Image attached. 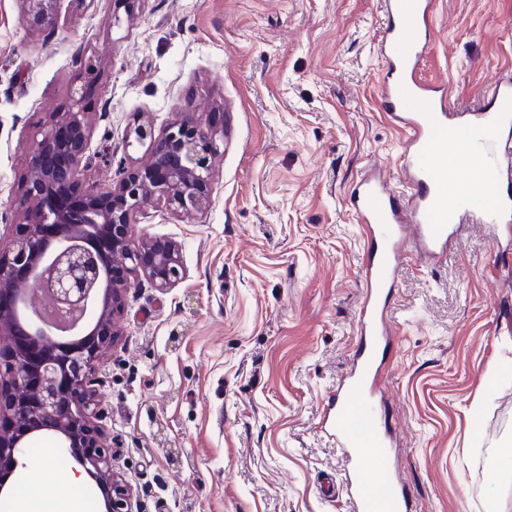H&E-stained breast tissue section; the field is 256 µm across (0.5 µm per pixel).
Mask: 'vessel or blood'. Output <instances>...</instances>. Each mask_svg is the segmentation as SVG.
<instances>
[{
    "mask_svg": "<svg viewBox=\"0 0 512 512\" xmlns=\"http://www.w3.org/2000/svg\"><path fill=\"white\" fill-rule=\"evenodd\" d=\"M384 4L387 67L379 87L386 114L404 133L400 154L403 184L397 191L369 176L350 194L349 202L369 241L363 262V302L357 316L361 362L337 385L323 426L340 451L341 484L352 512L407 509L394 481L391 443L381 429V410L374 400L371 379L375 347L385 325L382 290L393 282L407 239H414L419 257L429 261L457 242L461 225L512 222V194L502 191L504 182L512 180V170L496 168L485 190L496 198L497 209L485 214L472 206L465 189L456 192L450 203H443L448 170L438 162L445 150L441 129L448 127L458 134L457 160L468 167L477 154L469 147L466 133L490 124L506 127L508 134L498 140L497 153L512 158V77L497 78L477 105L466 108L456 104L444 84H426L416 76L425 51L420 32L429 25L432 0H384ZM363 448L375 451L380 492H373L363 480L359 455Z\"/></svg>",
    "mask_w": 512,
    "mask_h": 512,
    "instance_id": "1",
    "label": "vessel or blood"
}]
</instances>
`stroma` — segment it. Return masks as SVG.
Wrapping results in <instances>:
<instances>
[{
    "label": "stroma",
    "instance_id": "stroma-1",
    "mask_svg": "<svg viewBox=\"0 0 512 512\" xmlns=\"http://www.w3.org/2000/svg\"><path fill=\"white\" fill-rule=\"evenodd\" d=\"M54 28L0 0V226L20 219L37 131L90 78V165L105 187L145 159L134 118L221 127L201 214L152 203L135 239L163 237L186 275L134 282L96 373L112 468L136 512H350L323 481L342 462L320 430L357 359L367 240L348 205L379 169L399 184L385 118L383 0H58ZM422 75L458 102L512 73V0H435ZM512 223L479 224L438 261L408 253L388 295L377 400L411 512H512ZM14 498L40 504L74 459L35 437Z\"/></svg>",
    "mask_w": 512,
    "mask_h": 512
}]
</instances>
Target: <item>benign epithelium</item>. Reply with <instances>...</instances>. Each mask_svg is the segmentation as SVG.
Here are the masks:
<instances>
[{"label":"benign epithelium","mask_w":512,"mask_h":512,"mask_svg":"<svg viewBox=\"0 0 512 512\" xmlns=\"http://www.w3.org/2000/svg\"><path fill=\"white\" fill-rule=\"evenodd\" d=\"M34 28L54 27L57 0H22ZM86 91H72L74 107L57 112L33 139L21 221L12 245L0 250V492L25 467L31 439L56 437L102 494V512H132L133 492L112 470V448L99 425L95 371L118 341L131 279L164 290L185 276L177 243L132 237L137 214L155 201L175 212L210 204L214 128L182 112L161 132L134 119L127 138L146 146L149 159L129 167L117 183H82L91 132L80 111ZM40 293L56 319L20 314Z\"/></svg>","instance_id":"1"}]
</instances>
